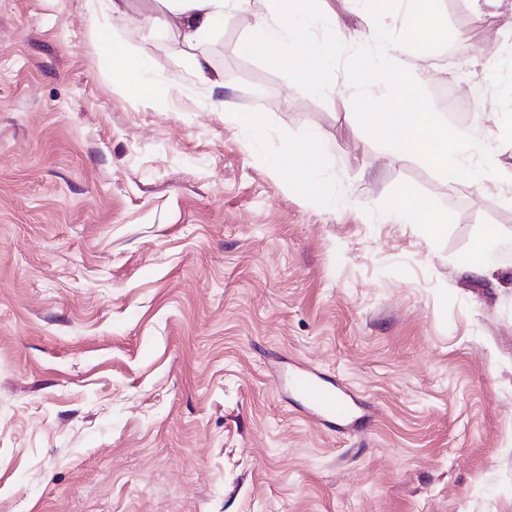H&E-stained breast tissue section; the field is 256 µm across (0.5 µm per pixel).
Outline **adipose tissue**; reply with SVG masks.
I'll return each instance as SVG.
<instances>
[{
  "label": "adipose tissue",
  "mask_w": 512,
  "mask_h": 512,
  "mask_svg": "<svg viewBox=\"0 0 512 512\" xmlns=\"http://www.w3.org/2000/svg\"><path fill=\"white\" fill-rule=\"evenodd\" d=\"M100 0H85L89 29L102 55L112 65L113 74L119 75L123 85L139 97L165 103L167 89L148 77L147 61L123 40L121 35L104 38L101 24ZM166 23L175 30L183 52L191 61L192 71L202 85L209 89L223 87L224 80L212 67L206 56L197 52L198 46L224 24V11L229 0H164ZM323 134L310 130L303 139L289 143L288 154L298 161V171L292 180L293 188L303 197L326 200L325 175L329 168L327 156L320 148ZM388 215L401 223L423 225L430 239L443 237L448 229V214L435 209L426 200L404 190L394 198Z\"/></svg>",
  "instance_id": "ef3b65f1"
}]
</instances>
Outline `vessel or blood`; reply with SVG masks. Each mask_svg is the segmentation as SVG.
Masks as SVG:
<instances>
[{"mask_svg": "<svg viewBox=\"0 0 512 512\" xmlns=\"http://www.w3.org/2000/svg\"><path fill=\"white\" fill-rule=\"evenodd\" d=\"M292 391L303 400L309 416L317 421L345 420L352 404L339 387L328 385L314 370L301 368L289 378Z\"/></svg>", "mask_w": 512, "mask_h": 512, "instance_id": "1", "label": "vessel or blood"}]
</instances>
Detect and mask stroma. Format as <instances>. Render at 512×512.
<instances>
[{"label": "stroma", "mask_w": 512, "mask_h": 512, "mask_svg": "<svg viewBox=\"0 0 512 512\" xmlns=\"http://www.w3.org/2000/svg\"><path fill=\"white\" fill-rule=\"evenodd\" d=\"M318 3L338 38L368 35L352 0ZM441 8L479 96L444 51L400 63L512 169V39L472 0ZM163 12L107 22L159 105L114 79L84 0H0V512H512V249L461 265L486 225L512 240V189L383 160L348 79L321 99L247 57L270 0L200 45L237 73L217 92ZM311 128L330 206L272 167ZM404 188L447 210L444 237L385 219ZM300 367L352 395L350 420L308 416Z\"/></svg>", "instance_id": "35a3bbf8"}]
</instances>
